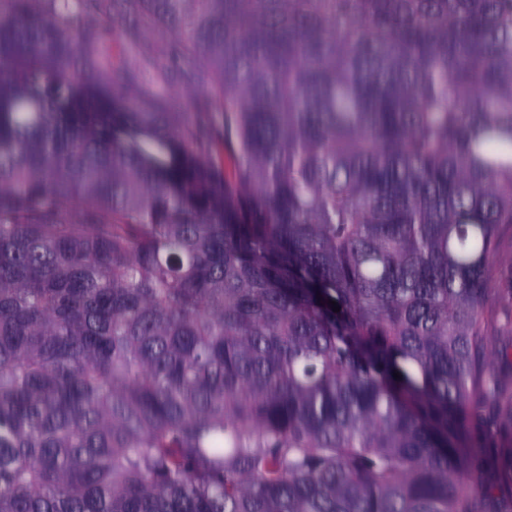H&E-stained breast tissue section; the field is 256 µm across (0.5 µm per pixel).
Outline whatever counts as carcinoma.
I'll return each instance as SVG.
<instances>
[{"label": "carcinoma", "mask_w": 512, "mask_h": 512, "mask_svg": "<svg viewBox=\"0 0 512 512\" xmlns=\"http://www.w3.org/2000/svg\"><path fill=\"white\" fill-rule=\"evenodd\" d=\"M83 2L0 8V512H481L512 0H122L185 126ZM130 42L129 39L116 38L109 40L106 44V49L112 56V70L116 73L133 68L143 54L144 46L141 42L135 41L139 45V53L129 47Z\"/></svg>", "instance_id": "obj_1"}]
</instances>
